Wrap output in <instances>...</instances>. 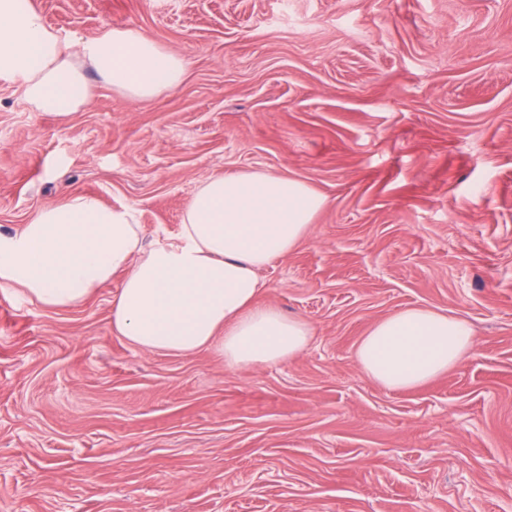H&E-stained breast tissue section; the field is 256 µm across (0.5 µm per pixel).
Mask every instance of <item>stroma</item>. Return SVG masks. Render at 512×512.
Segmentation results:
<instances>
[{"label": "stroma", "instance_id": "obj_1", "mask_svg": "<svg viewBox=\"0 0 512 512\" xmlns=\"http://www.w3.org/2000/svg\"><path fill=\"white\" fill-rule=\"evenodd\" d=\"M64 36L135 28L183 57L135 100L19 111L0 83V233L93 194L176 236L211 176L325 199L260 273L309 348L233 368L112 333V280L49 310L0 290V512H512V0H30ZM408 307L476 344L391 392L358 366Z\"/></svg>", "mask_w": 512, "mask_h": 512}]
</instances>
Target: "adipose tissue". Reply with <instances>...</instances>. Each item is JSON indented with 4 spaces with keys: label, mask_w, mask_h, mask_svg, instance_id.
I'll list each match as a JSON object with an SVG mask.
<instances>
[{
    "label": "adipose tissue",
    "mask_w": 512,
    "mask_h": 512,
    "mask_svg": "<svg viewBox=\"0 0 512 512\" xmlns=\"http://www.w3.org/2000/svg\"><path fill=\"white\" fill-rule=\"evenodd\" d=\"M87 67L139 100L176 86L185 73L181 57L136 29L69 40L25 0H0V82L20 84L36 111L62 118L80 111L90 99ZM324 203L292 177L216 175L191 195L178 235L148 243L128 208L74 195L0 234V289L65 309L84 304L117 275L112 332L135 348L188 354L207 347L234 368L282 364L306 350L313 328L258 304L260 272L303 243ZM475 343L465 318L410 307L376 321L355 359L396 392L447 373Z\"/></svg>",
    "instance_id": "adipose-tissue-1"
}]
</instances>
